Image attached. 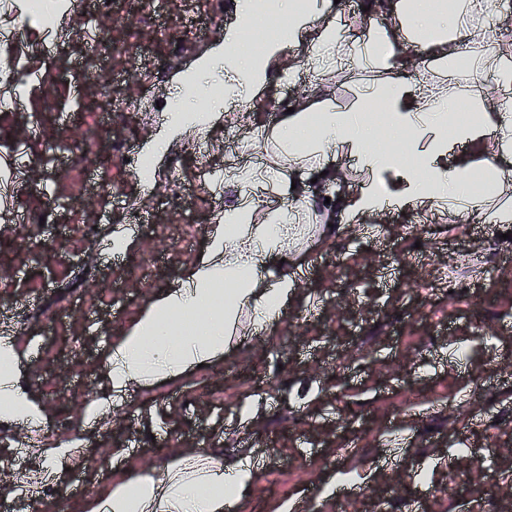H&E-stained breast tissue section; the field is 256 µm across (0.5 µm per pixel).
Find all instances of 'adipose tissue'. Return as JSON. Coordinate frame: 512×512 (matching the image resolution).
<instances>
[{"instance_id":"obj_1","label":"adipose tissue","mask_w":512,"mask_h":512,"mask_svg":"<svg viewBox=\"0 0 512 512\" xmlns=\"http://www.w3.org/2000/svg\"><path fill=\"white\" fill-rule=\"evenodd\" d=\"M480 6L481 0H456L451 8L441 0H370L386 25L353 32L341 25L334 0H237L236 17L218 47L226 101L252 103L273 81H290L309 58L322 83L335 79L341 60L385 76L353 111L300 102L282 113L269 135L255 139L266 160L233 174L237 204L225 209L177 287L153 296L106 352L116 392L223 358L239 333L241 314H249L255 331L281 320L299 282L279 266L305 263L304 250H291L289 241L311 243L309 226L299 222L315 202L311 181L332 183L341 156L355 159L365 179L331 200L330 223L425 207L460 224L478 216L488 224L512 223V40L469 23ZM265 9L280 26L255 52L245 47V36ZM452 59H473L492 70L500 93L492 97L460 84L447 68ZM221 118L194 108L173 113L146 145V157L183 131L213 127ZM487 136L497 148L484 163L458 165L454 146ZM261 190L284 199V206L261 209ZM201 455L188 448L165 471L132 470L84 498L83 512H229L259 469L243 460L228 471L219 460L201 463Z\"/></svg>"}]
</instances>
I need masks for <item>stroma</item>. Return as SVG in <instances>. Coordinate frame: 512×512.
<instances>
[{
    "label": "stroma",
    "mask_w": 512,
    "mask_h": 512,
    "mask_svg": "<svg viewBox=\"0 0 512 512\" xmlns=\"http://www.w3.org/2000/svg\"><path fill=\"white\" fill-rule=\"evenodd\" d=\"M37 2L0 0V31L23 33L0 97L24 104L0 112V159L29 161L10 175L21 196L0 199V332L15 342L19 381L42 417L23 425L0 413V459L17 452L36 462L40 447L74 436L82 449L69 461L68 492L47 484L38 506L11 499V481L0 482L11 512H82L86 494L130 468H164L189 446L228 467L259 460L236 512H277L294 498L302 512H406L419 498L425 512H453L462 498L467 512H512V459L503 454L512 448V224L389 211L322 227L279 323L239 338L223 359L112 399L105 348L197 259L237 199L234 170L258 161L231 144L272 128L298 100L350 111L370 75L323 85L300 68L294 84H271L230 125L172 142L148 194L132 161L183 103V77L213 55L235 0H75L48 24ZM97 31L132 45L131 54L97 52ZM76 70L86 74L78 91L68 79ZM104 84L144 99L143 113L128 121L101 112ZM269 100L275 109H265ZM46 192L57 219L44 215ZM135 223L127 252L88 249V227ZM78 253L87 263H74ZM384 265L392 278H380ZM445 277L455 291L443 288ZM454 343L468 347L466 365L446 357ZM473 381L485 386L477 435L476 410L460 400ZM107 397L111 412L86 423L87 402ZM161 428L167 444L158 447ZM465 440L491 446L483 467L460 453ZM116 448L131 454L114 466ZM333 476L353 480L354 494L326 496Z\"/></svg>",
    "instance_id": "35a3bbf8"
}]
</instances>
